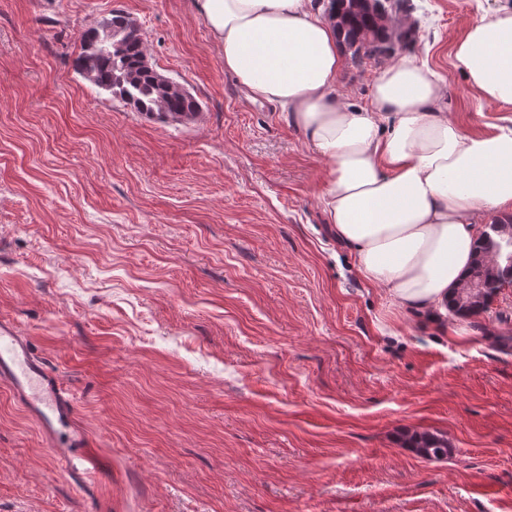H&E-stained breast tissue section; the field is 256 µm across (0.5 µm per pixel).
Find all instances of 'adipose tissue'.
Returning a JSON list of instances; mask_svg holds the SVG:
<instances>
[{
	"label": "adipose tissue",
	"instance_id": "obj_1",
	"mask_svg": "<svg viewBox=\"0 0 512 512\" xmlns=\"http://www.w3.org/2000/svg\"><path fill=\"white\" fill-rule=\"evenodd\" d=\"M224 71L247 98L279 106L329 163L325 211L359 275L430 322L473 258L482 216L512 207V125L473 133L440 109L446 86L396 56L354 109L336 94V20L313 0H194ZM452 64L486 101L512 104V12L470 24Z\"/></svg>",
	"mask_w": 512,
	"mask_h": 512
}]
</instances>
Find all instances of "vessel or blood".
I'll return each instance as SVG.
<instances>
[{"mask_svg":"<svg viewBox=\"0 0 512 512\" xmlns=\"http://www.w3.org/2000/svg\"><path fill=\"white\" fill-rule=\"evenodd\" d=\"M0 383L7 385L20 406L33 417L59 463L81 451L84 477L100 468L90 441L75 423V402L35 355L28 339L10 320L0 319Z\"/></svg>","mask_w":512,"mask_h":512,"instance_id":"b4317fda","label":"vessel or blood"}]
</instances>
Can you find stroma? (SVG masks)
Masks as SVG:
<instances>
[{"label":"stroma","mask_w":512,"mask_h":512,"mask_svg":"<svg viewBox=\"0 0 512 512\" xmlns=\"http://www.w3.org/2000/svg\"><path fill=\"white\" fill-rule=\"evenodd\" d=\"M409 55L470 130L512 118L451 63L512 0H414ZM121 9L194 122L74 68ZM377 64L345 62L364 106ZM328 163L249 101L192 0H0V318L76 402L103 463L80 483L0 385V512H512V288L442 327L357 273ZM441 434L448 454L405 445Z\"/></svg>","instance_id":"35a3bbf8"}]
</instances>
